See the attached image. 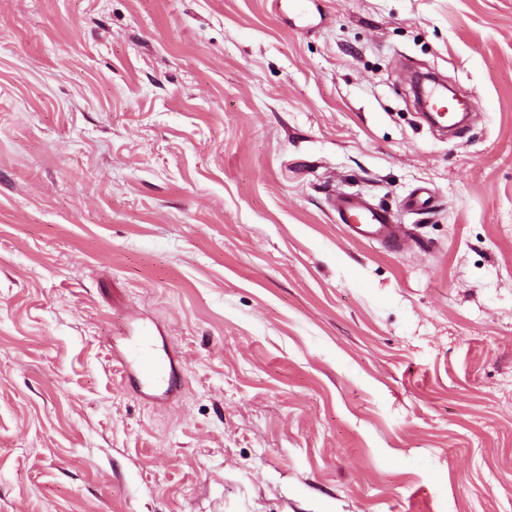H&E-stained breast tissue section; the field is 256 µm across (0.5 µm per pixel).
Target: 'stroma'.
I'll list each match as a JSON object with an SVG mask.
<instances>
[{
    "instance_id": "1",
    "label": "stroma",
    "mask_w": 512,
    "mask_h": 512,
    "mask_svg": "<svg viewBox=\"0 0 512 512\" xmlns=\"http://www.w3.org/2000/svg\"><path fill=\"white\" fill-rule=\"evenodd\" d=\"M0 512H512V0H0ZM340 223L356 239L379 242L400 249L406 243L401 225L386 210L355 194L335 195L330 204ZM128 362L137 374L146 382H164L168 375V387H171L172 360L165 361L155 352V336L151 331H143L130 353Z\"/></svg>"
}]
</instances>
